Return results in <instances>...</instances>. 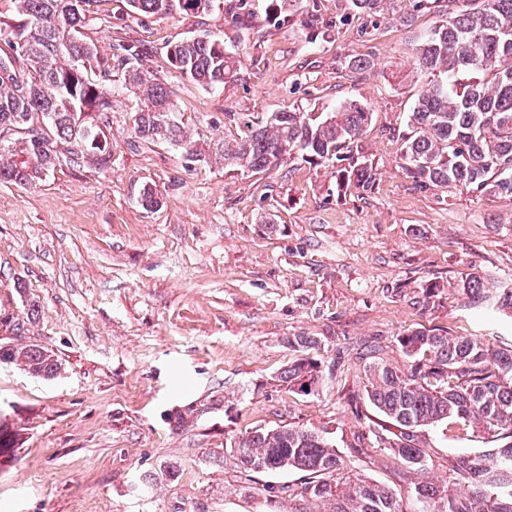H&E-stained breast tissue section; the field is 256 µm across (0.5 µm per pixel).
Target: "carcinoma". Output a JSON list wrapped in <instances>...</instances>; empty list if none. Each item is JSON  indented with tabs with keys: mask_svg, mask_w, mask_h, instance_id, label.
<instances>
[{
	"mask_svg": "<svg viewBox=\"0 0 512 512\" xmlns=\"http://www.w3.org/2000/svg\"><path fill=\"white\" fill-rule=\"evenodd\" d=\"M99 0H14L16 22L0 43V134L19 135L0 148V183L21 186L43 180L59 161L92 167L112 166L108 139V97L135 99L138 137L185 150L191 162L220 164L243 174L280 166L301 156L336 164L342 183L373 184L371 166L358 161L353 147L370 113L353 103H338L312 117L309 112H274L266 120L242 119L231 140L193 139L174 119L162 79L146 70L143 51L117 44L101 59L82 35ZM183 10L208 16L223 0L198 8L180 0ZM366 13L385 11L394 0H350ZM460 7L440 20L418 47L415 71L421 79L407 131L402 135L400 167L415 188L462 186L478 194H512V0H453ZM126 12L106 19L119 29L125 17L149 18L171 0H125ZM170 70L199 85L220 89L233 80L240 61L224 42L206 33L168 45ZM462 288L472 302H493L512 310V288H489L471 273ZM413 359L410 372L377 362L371 366L370 403L399 430L383 446L403 467L423 471L427 454L415 439L417 429L452 421L472 433L511 441L451 465L444 487L421 483L419 499L436 512H512V348H498L472 336L416 330L398 339ZM27 373L51 380L62 370L43 347L20 346L0 357ZM318 363L299 359L280 375L289 387L319 377ZM16 438L0 421V459L14 457ZM231 450L253 472L300 470L301 489L330 504L329 512H403L395 493L366 478L336 484L342 458L324 432L306 427L254 430L239 436Z\"/></svg>",
	"mask_w": 512,
	"mask_h": 512,
	"instance_id": "1",
	"label": "carcinoma"
}]
</instances>
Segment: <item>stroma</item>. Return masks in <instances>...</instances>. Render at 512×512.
<instances>
[{"label":"stroma","instance_id":"1","mask_svg":"<svg viewBox=\"0 0 512 512\" xmlns=\"http://www.w3.org/2000/svg\"><path fill=\"white\" fill-rule=\"evenodd\" d=\"M124 0H98L83 29L98 56L116 37L148 47L146 68L164 79L186 131L234 138L232 112H322L354 102L370 112L357 142L373 188L341 186L329 163L294 161L243 175L193 163L141 140L134 103L112 99V166L60 161L35 186L0 184V336L51 349L62 374L42 380L0 364V420L18 437L0 466L7 512H289L304 473H253L230 450L258 428L326 432L343 459L338 480L389 486L403 512H424L419 483L448 482L457 458L495 448L446 425L422 427L424 471L403 476L373 451L394 428L366 397L373 363L409 370L398 340L427 328L512 346V312L469 302L461 284L512 286V195L461 187L415 189L398 166L424 37L450 0L371 16L350 0H293L278 24L270 0H237L205 17L173 5L103 24ZM208 32L243 64L213 90L170 72L166 47ZM369 60L366 72L351 59ZM157 207L144 208L143 188ZM292 336L323 381L311 393L280 375L296 360ZM192 408L189 426L170 416ZM176 467L168 477L167 467Z\"/></svg>","mask_w":512,"mask_h":512}]
</instances>
